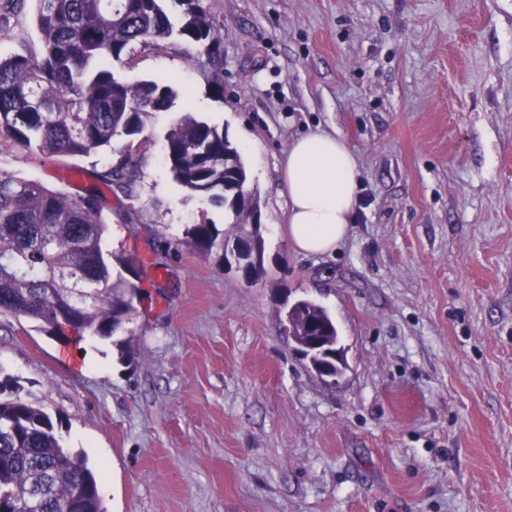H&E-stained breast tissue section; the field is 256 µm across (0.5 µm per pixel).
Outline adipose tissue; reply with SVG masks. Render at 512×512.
Returning <instances> with one entry per match:
<instances>
[{
	"mask_svg": "<svg viewBox=\"0 0 512 512\" xmlns=\"http://www.w3.org/2000/svg\"><path fill=\"white\" fill-rule=\"evenodd\" d=\"M281 172L288 197L285 233L292 246L309 255L335 251L349 233L359 178L344 140L323 133L296 139Z\"/></svg>",
	"mask_w": 512,
	"mask_h": 512,
	"instance_id": "adipose-tissue-1",
	"label": "adipose tissue"
}]
</instances>
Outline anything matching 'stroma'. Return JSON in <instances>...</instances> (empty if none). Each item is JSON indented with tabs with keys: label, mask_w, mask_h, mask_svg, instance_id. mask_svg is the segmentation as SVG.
Masks as SVG:
<instances>
[{
	"label": "stroma",
	"mask_w": 512,
	"mask_h": 512,
	"mask_svg": "<svg viewBox=\"0 0 512 512\" xmlns=\"http://www.w3.org/2000/svg\"><path fill=\"white\" fill-rule=\"evenodd\" d=\"M36 0L0 58L39 56ZM224 100L189 45L136 50L129 82H173L145 117L132 195L114 192L108 251L140 258L143 299L120 338L74 346L0 316V375L61 420L101 474L104 512H512V0H215ZM218 125L260 203L264 273L244 280L183 246L224 226L164 159L184 112ZM340 135L360 173L354 222L324 255L298 252L281 161ZM119 150L44 158L0 148V173L75 196ZM333 317L347 369L317 376L284 301Z\"/></svg>",
	"instance_id": "1"
}]
</instances>
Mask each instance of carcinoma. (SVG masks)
Instances as JSON below:
<instances>
[{
  "instance_id": "1",
  "label": "carcinoma",
  "mask_w": 512,
  "mask_h": 512,
  "mask_svg": "<svg viewBox=\"0 0 512 512\" xmlns=\"http://www.w3.org/2000/svg\"><path fill=\"white\" fill-rule=\"evenodd\" d=\"M214 0H37L42 51L0 59V146L9 142L45 157L88 156L123 142L119 164L100 181L131 191L143 116L168 112L178 92L168 83L119 81L115 63H135V46L176 41L204 63L212 97L224 101V32ZM169 171L185 191L222 206L227 227L192 224L182 243L224 258V244L258 211L256 191L238 149L217 126L185 112L165 138ZM101 192L71 197L39 181L0 173V314L26 319L62 343L111 339L136 313L126 272L137 260L103 249ZM293 332L336 348L338 331L319 304L301 299L287 312ZM34 512H63L80 491L76 512H102L98 482L86 461L61 444L51 416L15 395L0 398V512H14L19 492Z\"/></svg>"
}]
</instances>
